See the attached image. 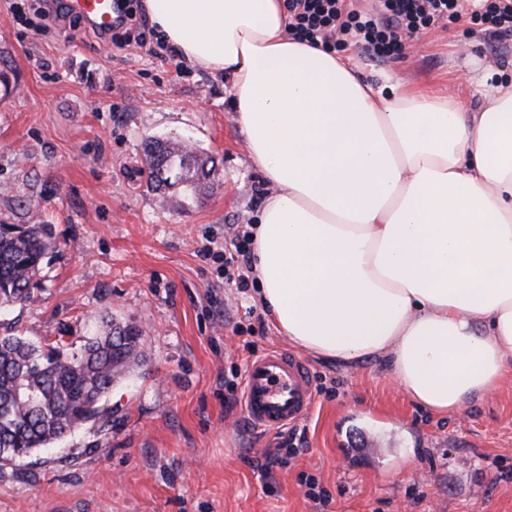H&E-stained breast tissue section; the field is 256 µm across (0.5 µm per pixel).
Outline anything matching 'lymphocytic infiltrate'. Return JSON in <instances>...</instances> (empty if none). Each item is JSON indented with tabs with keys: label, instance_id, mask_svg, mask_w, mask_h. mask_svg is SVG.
<instances>
[{
	"label": "lymphocytic infiltrate",
	"instance_id": "lymphocytic-infiltrate-1",
	"mask_svg": "<svg viewBox=\"0 0 512 512\" xmlns=\"http://www.w3.org/2000/svg\"><path fill=\"white\" fill-rule=\"evenodd\" d=\"M292 40L327 52L356 47L367 59L384 62L403 55L408 38L441 23L465 21L491 33L512 34V0H284ZM145 15L122 0L112 26L117 49L147 48Z\"/></svg>",
	"mask_w": 512,
	"mask_h": 512
}]
</instances>
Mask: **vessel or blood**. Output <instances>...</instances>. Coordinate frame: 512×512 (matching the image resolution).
I'll return each mask as SVG.
<instances>
[{
    "instance_id": "obj_1",
    "label": "vessel or blood",
    "mask_w": 512,
    "mask_h": 512,
    "mask_svg": "<svg viewBox=\"0 0 512 512\" xmlns=\"http://www.w3.org/2000/svg\"><path fill=\"white\" fill-rule=\"evenodd\" d=\"M69 16L100 33H109L117 0H63ZM315 401L312 372L300 356L272 350L251 360L245 370L241 402L249 422L262 431H278L303 420Z\"/></svg>"
}]
</instances>
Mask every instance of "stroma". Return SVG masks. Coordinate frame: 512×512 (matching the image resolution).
<instances>
[{
  "instance_id": "1",
  "label": "stroma",
  "mask_w": 512,
  "mask_h": 512,
  "mask_svg": "<svg viewBox=\"0 0 512 512\" xmlns=\"http://www.w3.org/2000/svg\"><path fill=\"white\" fill-rule=\"evenodd\" d=\"M34 0H0V224H46L57 247L35 301L6 330L82 344L102 318L137 325L144 359L114 384L107 416L15 462L0 512H512V380L452 416L410 402L383 363L316 356L309 449L261 466L277 438L227 388L256 355L290 349L254 289L200 253L223 251L269 188L246 155L231 81L169 49L119 51L85 25L39 30ZM357 76L390 92L428 85L469 108L512 81V35L450 24ZM213 156L206 194L153 191L147 139ZM315 476L330 496L306 495Z\"/></svg>"
}]
</instances>
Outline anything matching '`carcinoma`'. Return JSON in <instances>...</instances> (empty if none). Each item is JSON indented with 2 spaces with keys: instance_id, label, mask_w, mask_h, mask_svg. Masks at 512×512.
I'll return each instance as SVG.
<instances>
[{
  "instance_id": "carcinoma-1",
  "label": "carcinoma",
  "mask_w": 512,
  "mask_h": 512,
  "mask_svg": "<svg viewBox=\"0 0 512 512\" xmlns=\"http://www.w3.org/2000/svg\"><path fill=\"white\" fill-rule=\"evenodd\" d=\"M144 155L156 190L195 194L214 178L213 158L184 149L180 141L149 139ZM55 249L43 224H0V308L36 299L40 266ZM143 357V331L112 320L77 350L62 339L0 336V468L17 460L19 450L49 448L104 418L112 386Z\"/></svg>"
}]
</instances>
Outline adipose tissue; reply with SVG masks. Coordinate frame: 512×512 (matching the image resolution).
Masks as SVG:
<instances>
[{
	"label": "adipose tissue",
	"mask_w": 512,
	"mask_h": 512,
	"mask_svg": "<svg viewBox=\"0 0 512 512\" xmlns=\"http://www.w3.org/2000/svg\"><path fill=\"white\" fill-rule=\"evenodd\" d=\"M189 64L232 79L251 163L273 188L252 278L277 331L354 367L383 361L448 416L512 377V84L469 110L392 97L289 38L283 0H143Z\"/></svg>",
	"instance_id": "ef3b65f1"
}]
</instances>
